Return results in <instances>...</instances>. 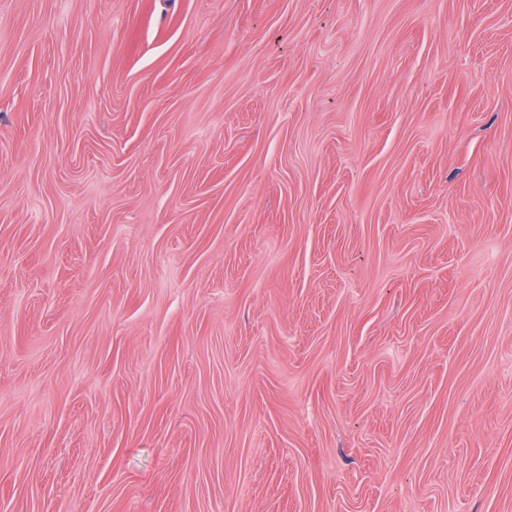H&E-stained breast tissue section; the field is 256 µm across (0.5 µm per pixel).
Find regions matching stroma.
Returning a JSON list of instances; mask_svg holds the SVG:
<instances>
[{
    "label": "stroma",
    "mask_w": 512,
    "mask_h": 512,
    "mask_svg": "<svg viewBox=\"0 0 512 512\" xmlns=\"http://www.w3.org/2000/svg\"><path fill=\"white\" fill-rule=\"evenodd\" d=\"M0 512H512V0H0Z\"/></svg>",
    "instance_id": "1"
}]
</instances>
